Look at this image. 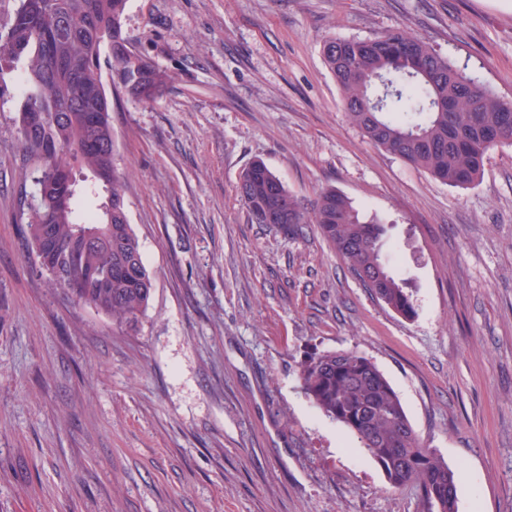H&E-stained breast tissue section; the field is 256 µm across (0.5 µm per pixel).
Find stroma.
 Wrapping results in <instances>:
<instances>
[{
  "label": "stroma",
  "mask_w": 512,
  "mask_h": 512,
  "mask_svg": "<svg viewBox=\"0 0 512 512\" xmlns=\"http://www.w3.org/2000/svg\"><path fill=\"white\" fill-rule=\"evenodd\" d=\"M403 29L512 101V0H128L163 96L112 97L115 162L154 291L138 331L50 287L27 247L16 74L0 80V512H420L307 398L355 350L460 470L459 512H512V146L453 188L368 144L325 39ZM263 159L305 205L390 223L417 308L372 297L310 224H254Z\"/></svg>",
  "instance_id": "35a3bbf8"
}]
</instances>
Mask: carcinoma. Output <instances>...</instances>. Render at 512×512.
<instances>
[{"mask_svg":"<svg viewBox=\"0 0 512 512\" xmlns=\"http://www.w3.org/2000/svg\"><path fill=\"white\" fill-rule=\"evenodd\" d=\"M127 0H19L0 33V79L19 72L17 123L25 161L40 177L19 189L28 246L55 287L134 330L153 283L129 224L124 179L115 164L111 103L101 58L115 93L152 102L167 74L131 55L123 33ZM350 123L368 143L434 179L466 188L482 175L493 149L512 146V108L422 38L389 30L368 38L323 42ZM237 194L253 224H280L295 237L316 224L329 246L369 293L405 318L416 314L409 281L385 252L389 225L364 221L347 197L321 190L312 208L262 160L239 174ZM83 192L99 212L78 217ZM305 395L359 439L393 489L419 490L422 512H458V473L415 432L378 366L355 350L315 352L300 364Z\"/></svg>","mask_w":512,"mask_h":512,"instance_id":"obj_1","label":"carcinoma"}]
</instances>
